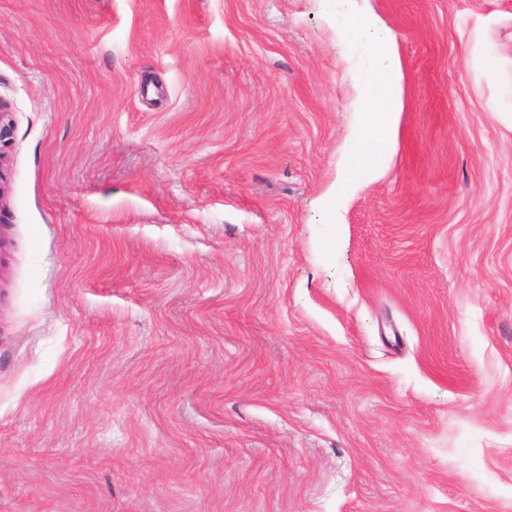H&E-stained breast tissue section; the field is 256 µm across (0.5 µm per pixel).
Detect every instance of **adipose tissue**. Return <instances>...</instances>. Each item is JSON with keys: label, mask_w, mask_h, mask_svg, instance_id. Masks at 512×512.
<instances>
[{"label": "adipose tissue", "mask_w": 512, "mask_h": 512, "mask_svg": "<svg viewBox=\"0 0 512 512\" xmlns=\"http://www.w3.org/2000/svg\"><path fill=\"white\" fill-rule=\"evenodd\" d=\"M366 125L361 133L364 149L360 160L365 164L377 163L386 143L391 121L399 110V103L394 96L393 83L387 71H380L374 77V84L370 87L363 103Z\"/></svg>", "instance_id": "ef3b65f1"}]
</instances>
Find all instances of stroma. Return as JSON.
<instances>
[{
	"label": "stroma",
	"mask_w": 512,
	"mask_h": 512,
	"mask_svg": "<svg viewBox=\"0 0 512 512\" xmlns=\"http://www.w3.org/2000/svg\"><path fill=\"white\" fill-rule=\"evenodd\" d=\"M0 99V512H512V0H0ZM362 112H365L366 125L361 133L365 148L360 161L375 164L382 156L393 115L399 112L398 98L394 96L393 83L385 67L379 74H375L374 84L369 87Z\"/></svg>",
	"instance_id": "35a3bbf8"
}]
</instances>
